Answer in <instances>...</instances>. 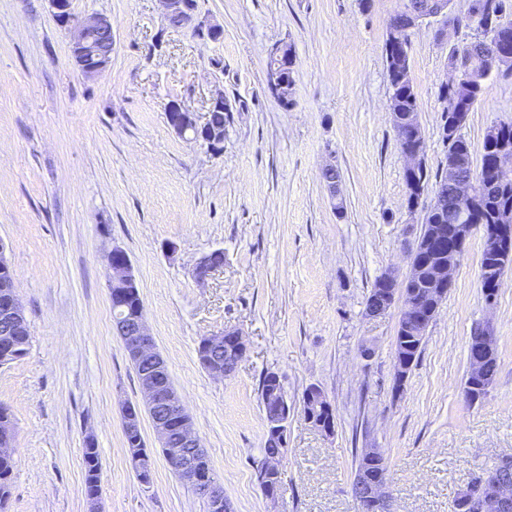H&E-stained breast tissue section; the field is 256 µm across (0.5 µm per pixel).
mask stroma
<instances>
[{
	"mask_svg": "<svg viewBox=\"0 0 512 512\" xmlns=\"http://www.w3.org/2000/svg\"><path fill=\"white\" fill-rule=\"evenodd\" d=\"M403 0H198L224 28L202 41L170 27L160 0H72L110 15L112 62L85 77L47 0H0V240L30 325L24 357L0 366V403L15 427L7 512H87L82 450L98 448L102 512H207L169 468L150 421L142 434L153 483L139 482L121 407L142 388L113 326L105 254L127 253L147 327L190 413L232 512H355L361 449H380L394 512H453L479 470L512 456V267L493 305L479 286L481 232L403 386L393 372L400 316L365 314L375 279L408 271L432 195L407 208L406 161L391 124L384 43ZM436 22L410 32V72L430 173L446 163L440 87L451 45L475 28ZM292 44L290 106L266 82L269 47ZM228 106L224 150L174 131L167 106L205 116ZM512 122V78L489 77L461 130L474 153L493 123ZM340 178L328 189L326 166ZM224 266L197 281V262ZM496 336L497 374L464 401L475 324ZM242 333L236 373L197 360L201 338ZM371 356H361L362 346ZM277 372L296 410L277 503L257 479L266 422L259 384ZM322 389L333 435L305 419Z\"/></svg>",
	"mask_w": 512,
	"mask_h": 512,
	"instance_id": "1",
	"label": "stroma"
}]
</instances>
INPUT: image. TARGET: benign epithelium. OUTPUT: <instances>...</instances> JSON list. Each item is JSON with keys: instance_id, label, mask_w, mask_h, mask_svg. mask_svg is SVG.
Here are the masks:
<instances>
[{"instance_id": "benign-epithelium-1", "label": "benign epithelium", "mask_w": 512, "mask_h": 512, "mask_svg": "<svg viewBox=\"0 0 512 512\" xmlns=\"http://www.w3.org/2000/svg\"><path fill=\"white\" fill-rule=\"evenodd\" d=\"M166 19L177 18L180 27L189 30L192 36L204 40H217L223 35V28L199 16L191 7L190 0H162ZM55 23L74 33L71 44L72 56L81 72L94 77L105 71L112 62V17L92 13L78 16L72 10L71 0H49ZM448 0H429L424 7H407L404 15L387 29L385 55L388 60L403 56L405 35L426 20L442 18V25L436 34L440 41H447ZM491 69L474 70L469 76L470 83H478L489 77L490 72H512V35L500 34L490 42ZM268 73L271 76V89L275 95H283L287 89L284 69L288 67V53L283 44L269 57ZM392 124L397 133L401 153L406 158L405 171L413 175L422 161L424 137L418 120L411 114L405 116L391 113ZM508 125L494 126L488 130L491 147L484 152L480 165L487 176L485 186L490 188L494 180L490 176L509 172L512 169V147L508 145ZM448 181L453 184V205L448 211V223L439 224L428 231L416 246L410 250L409 270L404 277L390 270L379 276V288L369 299L366 314L380 316L389 311L396 301V295L413 280L423 279L428 285V302L420 305L416 300L401 302L400 319L404 327L417 334L432 309L439 307L448 294L452 283L451 274L463 258V244L471 234L479 229L483 241L493 253L505 256L512 253V213L498 215V223L486 224L473 205L474 191L467 181L456 179V170L448 169ZM109 274V297L114 304V328L123 339L128 357L138 363L147 362V368L140 372L142 387V408L125 406L122 408L123 429L128 433L141 430L140 410H145L151 420L156 439L164 451V458L173 472L190 484L202 489L203 494L215 501L216 508L230 512L224 498V487L210 474L203 472V452L201 442L194 430L193 420L185 409L180 395L168 380V368L164 358L157 351L153 337L149 333L145 315L130 311L125 302L130 300L129 286L136 285L132 266L126 252L115 246L106 254ZM224 266V252L215 250L202 257L195 267V277L205 281L214 271ZM504 276L484 273L480 277V288L485 303L493 304L503 287ZM24 308L17 287H12L9 303L0 309V360H10L15 325L22 320ZM496 336L486 333L472 336L468 347L467 377L471 386L487 394L493 385L490 371L495 363L493 349ZM204 350L201 365L212 375L229 378L238 368V362L246 353L247 345L242 334L227 330L219 336L204 337ZM308 403L305 417L312 427L325 435L333 433L334 415L330 401L323 395L310 391L305 393ZM265 419L268 432L283 441H288V422L294 408L285 396L269 390L264 399ZM132 464L143 483L151 482L152 460L141 450L129 451ZM282 456L269 452L261 464L265 496L275 501L278 493L275 481L283 477ZM352 496L356 512H391L392 495L387 479L380 473L361 470L356 473L352 486ZM454 512H512V498L494 471H480L458 492L454 502Z\"/></svg>"}]
</instances>
